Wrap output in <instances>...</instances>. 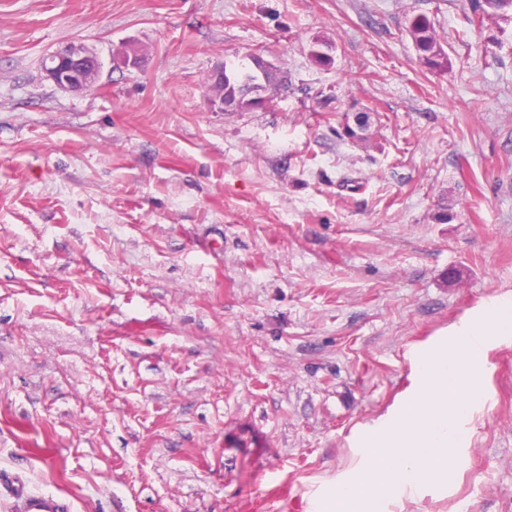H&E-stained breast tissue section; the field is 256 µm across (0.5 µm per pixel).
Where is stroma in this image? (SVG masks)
Returning a JSON list of instances; mask_svg holds the SVG:
<instances>
[{"label":"stroma","instance_id":"1","mask_svg":"<svg viewBox=\"0 0 512 512\" xmlns=\"http://www.w3.org/2000/svg\"><path fill=\"white\" fill-rule=\"evenodd\" d=\"M421 14L445 72L406 32ZM71 42L100 62L78 93L41 69ZM252 55L287 89L211 107V73ZM503 294L512 13L0 0L1 478L72 512H313L411 353ZM480 381L447 487L391 512H512V339Z\"/></svg>","mask_w":512,"mask_h":512}]
</instances>
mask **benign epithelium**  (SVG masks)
I'll use <instances>...</instances> for the list:
<instances>
[{
    "mask_svg": "<svg viewBox=\"0 0 512 512\" xmlns=\"http://www.w3.org/2000/svg\"><path fill=\"white\" fill-rule=\"evenodd\" d=\"M42 71L46 80L59 89L78 92L95 82L100 71L97 57L82 46L69 45L47 55L42 61ZM214 97L212 105L219 109L229 108L224 101V68L213 71L210 77Z\"/></svg>",
    "mask_w": 512,
    "mask_h": 512,
    "instance_id": "7a95c632",
    "label": "benign epithelium"
}]
</instances>
